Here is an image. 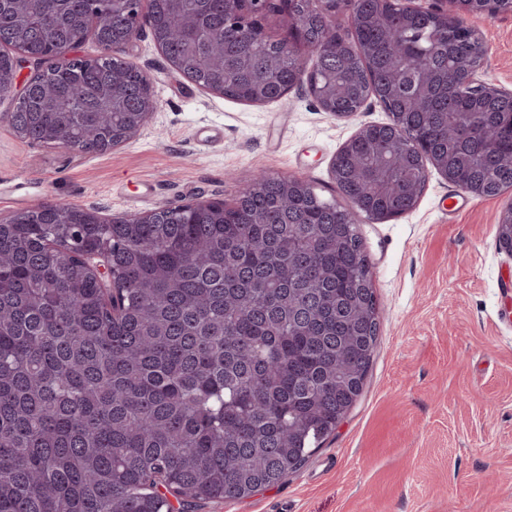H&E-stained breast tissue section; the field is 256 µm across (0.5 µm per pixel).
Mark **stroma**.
Wrapping results in <instances>:
<instances>
[{
    "mask_svg": "<svg viewBox=\"0 0 512 512\" xmlns=\"http://www.w3.org/2000/svg\"><path fill=\"white\" fill-rule=\"evenodd\" d=\"M484 66L512 90V13L482 27ZM146 65L158 109L131 140L77 154L17 138L0 122V218L61 200L109 221L206 197L233 202L257 171L337 195L330 164L377 102L339 119L306 90L262 105L185 79L151 34L123 53ZM430 173L412 211L360 221L379 304L363 394L298 471L243 500L194 512H512V258L497 224L512 190L465 196Z\"/></svg>",
    "mask_w": 512,
    "mask_h": 512,
    "instance_id": "35a3bbf8",
    "label": "stroma"
}]
</instances>
